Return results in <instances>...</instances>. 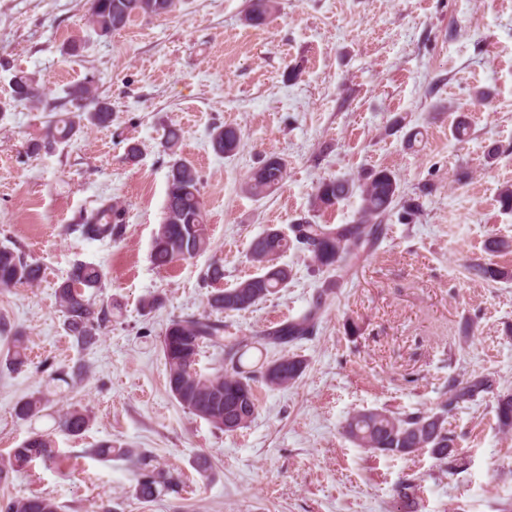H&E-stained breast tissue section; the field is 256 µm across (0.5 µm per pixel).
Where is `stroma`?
<instances>
[{
	"label": "stroma",
	"instance_id": "1",
	"mask_svg": "<svg viewBox=\"0 0 512 512\" xmlns=\"http://www.w3.org/2000/svg\"><path fill=\"white\" fill-rule=\"evenodd\" d=\"M248 4L179 0L170 15L101 36L89 0H0V100L9 104L0 117V244L41 267L37 283L0 290V318L23 333L28 356L7 369L0 335V454L34 430L52 433L66 454L12 475L0 499L43 493L61 512H405L395 489L411 479L418 512H512V433L497 426L493 394L449 415L446 464L426 450L373 453L343 433L356 411L434 407L452 378L491 372L512 390V278L488 284L469 271L484 262L512 271V253L488 249L512 239V214L498 203L512 187V0H276L260 27L247 22ZM20 71L62 112L67 88L94 80L112 106L110 126L28 154L51 115L10 104ZM461 116L471 126L462 142L452 135ZM219 125L241 133L233 156L212 148ZM168 127L180 129L179 149L201 175L210 245L165 271L150 250L166 196ZM414 129L423 140L410 149ZM131 142L141 149L135 164L125 160ZM270 155L286 161L287 178L253 197L246 177ZM381 168L421 211L394 210L372 254L328 297L315 335L292 348L308 363L301 379L258 384L255 418L234 433L183 409L167 389V323L203 313L211 293L253 274L247 249L267 226L308 215L352 223L359 194L316 213L315 185ZM104 200L124 210L121 238L69 232ZM79 260L105 274L97 304L116 307L86 351L66 334L54 295ZM281 261L294 278L232 314L235 329L275 326L315 299L323 273L292 249ZM214 262L224 269L216 283L205 278ZM154 295L162 306L143 313ZM77 366L81 381L50 383L54 370ZM39 392L49 411L16 419L15 403ZM73 405L90 418L77 438L52 416ZM104 441L152 454L181 473L183 492L142 502L126 460L90 455Z\"/></svg>",
	"mask_w": 512,
	"mask_h": 512
}]
</instances>
